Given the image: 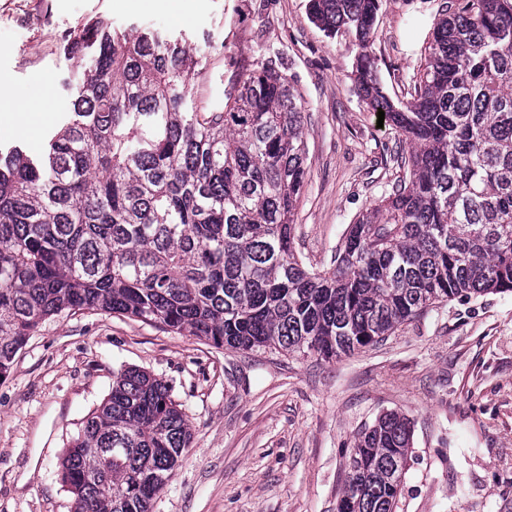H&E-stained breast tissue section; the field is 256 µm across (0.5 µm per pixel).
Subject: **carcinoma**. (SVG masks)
<instances>
[{
    "label": "carcinoma",
    "mask_w": 512,
    "mask_h": 512,
    "mask_svg": "<svg viewBox=\"0 0 512 512\" xmlns=\"http://www.w3.org/2000/svg\"><path fill=\"white\" fill-rule=\"evenodd\" d=\"M308 10L354 32L359 92L408 145L409 178L349 225L334 267L310 270L294 246L303 105L277 63L198 108L205 55L90 20L66 35L86 59L68 122L38 157L0 150V379L64 311L330 359L433 305L512 292V0H454L403 105L368 52L379 0ZM411 439L392 412L362 430L337 512H396ZM192 440L170 386L123 370L61 460L73 512H152Z\"/></svg>",
    "instance_id": "obj_1"
}]
</instances>
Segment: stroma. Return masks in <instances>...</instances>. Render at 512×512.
I'll return each instance as SVG.
<instances>
[{"instance_id":"1","label":"stroma","mask_w":512,"mask_h":512,"mask_svg":"<svg viewBox=\"0 0 512 512\" xmlns=\"http://www.w3.org/2000/svg\"><path fill=\"white\" fill-rule=\"evenodd\" d=\"M446 0H381L376 75L410 100ZM101 17L206 50L223 96L276 59L304 102L307 175L294 246L330 268L349 224L404 176L398 135L359 96L354 34L327 36L308 0H0V103L34 113L0 147L39 151L71 110L83 59L65 34ZM165 380L193 433L153 512H336L359 432L382 413L413 434L397 512H512V293L458 297L338 359L217 348L104 311L45 322L0 380V512H72L58 458L120 369Z\"/></svg>"}]
</instances>
